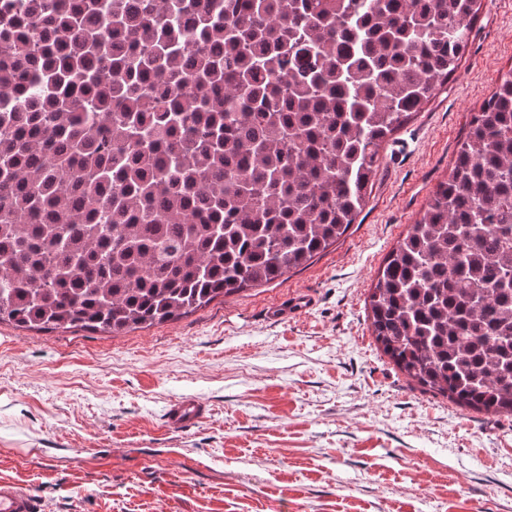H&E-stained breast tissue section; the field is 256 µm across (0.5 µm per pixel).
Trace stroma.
<instances>
[{"instance_id": "35a3bbf8", "label": "stroma", "mask_w": 512, "mask_h": 512, "mask_svg": "<svg viewBox=\"0 0 512 512\" xmlns=\"http://www.w3.org/2000/svg\"><path fill=\"white\" fill-rule=\"evenodd\" d=\"M512 69V0H481L458 73L380 151L359 221L306 267L144 329L0 324V480L39 512H512V419L421 393L365 301ZM296 293L311 305L277 319ZM200 422L165 427L175 398Z\"/></svg>"}]
</instances>
